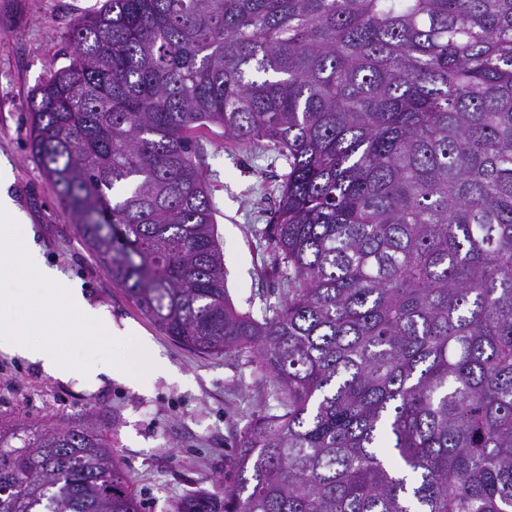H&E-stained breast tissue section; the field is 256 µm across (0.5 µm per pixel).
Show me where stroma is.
Returning <instances> with one entry per match:
<instances>
[{
	"instance_id": "stroma-1",
	"label": "stroma",
	"mask_w": 512,
	"mask_h": 512,
	"mask_svg": "<svg viewBox=\"0 0 512 512\" xmlns=\"http://www.w3.org/2000/svg\"><path fill=\"white\" fill-rule=\"evenodd\" d=\"M101 0H0V163L48 265L81 288L113 328H132L168 371L130 379L99 362L93 385L59 379L0 352V423L39 430L57 422L107 423L112 452L142 512H174L183 499L230 482L236 441L251 418L276 410L272 380L247 358L207 356L147 319L78 236L28 149L33 89L67 65L75 21ZM201 165L212 189L227 295L241 312L281 303L284 270L267 235L282 164L275 152L244 150L201 130Z\"/></svg>"
}]
</instances>
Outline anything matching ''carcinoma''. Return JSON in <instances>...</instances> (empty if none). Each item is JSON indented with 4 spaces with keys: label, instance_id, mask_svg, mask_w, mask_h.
Masks as SVG:
<instances>
[{
    "label": "carcinoma",
    "instance_id": "1",
    "mask_svg": "<svg viewBox=\"0 0 512 512\" xmlns=\"http://www.w3.org/2000/svg\"><path fill=\"white\" fill-rule=\"evenodd\" d=\"M67 39L29 147L76 232L165 334L273 379L233 483L176 512H512V0H104ZM212 127L283 161L258 315ZM0 512L141 503L107 426L0 425Z\"/></svg>",
    "mask_w": 512,
    "mask_h": 512
}]
</instances>
